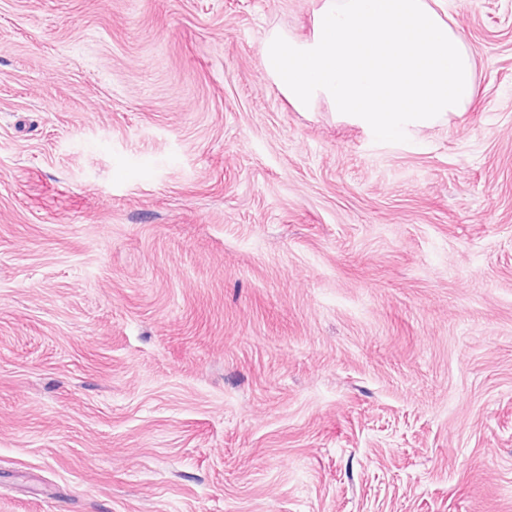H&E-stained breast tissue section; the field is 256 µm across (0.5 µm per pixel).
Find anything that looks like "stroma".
<instances>
[{
	"mask_svg": "<svg viewBox=\"0 0 512 512\" xmlns=\"http://www.w3.org/2000/svg\"><path fill=\"white\" fill-rule=\"evenodd\" d=\"M321 0H0V512H512V0L461 115L264 71Z\"/></svg>",
	"mask_w": 512,
	"mask_h": 512,
	"instance_id": "1",
	"label": "stroma"
}]
</instances>
